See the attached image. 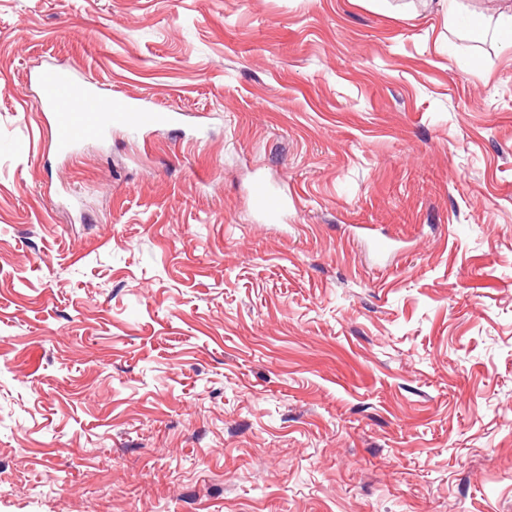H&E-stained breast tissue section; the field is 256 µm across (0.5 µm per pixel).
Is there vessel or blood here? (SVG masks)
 <instances>
[{"instance_id":"b4317fda","label":"vessel or blood","mask_w":512,"mask_h":512,"mask_svg":"<svg viewBox=\"0 0 512 512\" xmlns=\"http://www.w3.org/2000/svg\"><path fill=\"white\" fill-rule=\"evenodd\" d=\"M39 84L36 104L45 110L52 141L61 150L113 126L142 131L174 123L178 118L177 113L162 112L146 103L102 98L67 70L45 71L39 76ZM251 203L269 221L278 220L288 208L286 197L262 179L252 186Z\"/></svg>"}]
</instances>
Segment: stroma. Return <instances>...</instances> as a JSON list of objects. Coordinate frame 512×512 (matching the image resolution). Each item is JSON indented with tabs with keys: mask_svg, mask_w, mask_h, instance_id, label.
<instances>
[{
	"mask_svg": "<svg viewBox=\"0 0 512 512\" xmlns=\"http://www.w3.org/2000/svg\"><path fill=\"white\" fill-rule=\"evenodd\" d=\"M509 6L0 0V512H512ZM37 107L45 109L52 141L65 150L74 143L121 126L134 131L174 123L176 112H161L147 103L122 98L103 99L90 92L68 70H47L38 77ZM253 208L268 221H277L288 209L287 199L264 179L254 182L251 190Z\"/></svg>",
	"mask_w": 512,
	"mask_h": 512,
	"instance_id": "35a3bbf8",
	"label": "stroma"
}]
</instances>
